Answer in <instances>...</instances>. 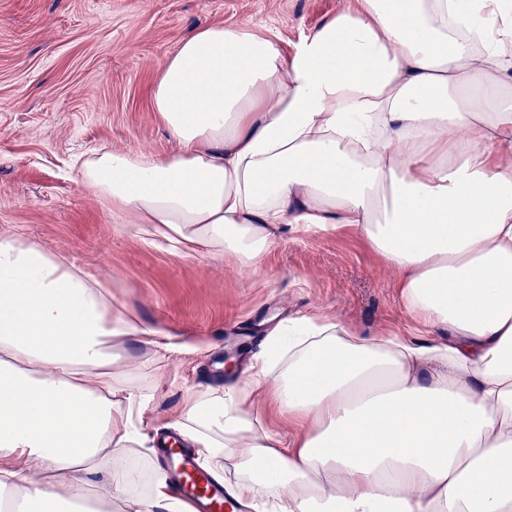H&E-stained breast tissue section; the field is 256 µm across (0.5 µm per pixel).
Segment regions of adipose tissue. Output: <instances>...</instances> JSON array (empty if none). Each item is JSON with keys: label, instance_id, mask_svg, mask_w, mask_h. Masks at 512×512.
Here are the masks:
<instances>
[{"label": "adipose tissue", "instance_id": "adipose-tissue-1", "mask_svg": "<svg viewBox=\"0 0 512 512\" xmlns=\"http://www.w3.org/2000/svg\"><path fill=\"white\" fill-rule=\"evenodd\" d=\"M176 150L93 152L127 232L257 268L279 234L354 230L417 335L317 311L170 426L256 512H512V0H349L293 54L245 24L184 38L151 88ZM155 330L37 243L0 237V502L189 512L135 460ZM298 424L279 446L258 408Z\"/></svg>", "mask_w": 512, "mask_h": 512}]
</instances>
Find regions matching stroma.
<instances>
[{"mask_svg": "<svg viewBox=\"0 0 512 512\" xmlns=\"http://www.w3.org/2000/svg\"><path fill=\"white\" fill-rule=\"evenodd\" d=\"M346 0H0V236L33 241L111 286L112 301L161 330L130 340L134 381L151 391L147 436L185 399L246 380L270 327L317 310L369 336L406 330L396 276L357 234L282 235L254 270L222 251L185 254L126 234L77 178L74 159L175 142L150 87L193 29L245 23L285 53ZM242 348L234 374L225 351Z\"/></svg>", "mask_w": 512, "mask_h": 512, "instance_id": "35a3bbf8", "label": "stroma"}]
</instances>
